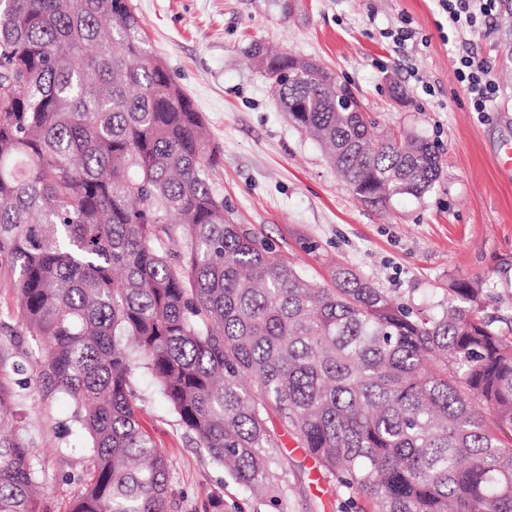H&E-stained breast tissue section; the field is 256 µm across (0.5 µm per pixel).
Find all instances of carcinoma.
Here are the masks:
<instances>
[{
	"instance_id": "obj_1",
	"label": "carcinoma",
	"mask_w": 512,
	"mask_h": 512,
	"mask_svg": "<svg viewBox=\"0 0 512 512\" xmlns=\"http://www.w3.org/2000/svg\"><path fill=\"white\" fill-rule=\"evenodd\" d=\"M283 109L359 198L421 196L439 148L373 138L329 70L250 48ZM130 0H0V273L88 439L69 512H174L131 378L148 369L197 446L278 503L296 436L346 509L512 512V322L457 283L435 315L344 264L309 280L235 221L220 153ZM166 238L161 252L153 242ZM0 390V512H49L40 453Z\"/></svg>"
}]
</instances>
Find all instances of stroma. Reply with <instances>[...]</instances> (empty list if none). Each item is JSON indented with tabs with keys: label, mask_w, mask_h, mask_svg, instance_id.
<instances>
[{
	"label": "stroma",
	"mask_w": 512,
	"mask_h": 512,
	"mask_svg": "<svg viewBox=\"0 0 512 512\" xmlns=\"http://www.w3.org/2000/svg\"><path fill=\"white\" fill-rule=\"evenodd\" d=\"M131 0L153 51L201 112L220 153L215 191L237 223L255 231L308 279L324 283L344 263L414 310H438L456 283H480L485 310L507 316L512 302V172L500 165L512 143V57L500 14L476 32L444 34L435 0ZM413 40L396 44L404 26ZM262 42L331 70L377 121L437 144L443 172L434 188L384 206L361 202L321 147L281 112L270 82L247 55ZM490 69L499 91L489 111H472L453 59L460 43ZM38 353L6 277H0V383L17 399L13 426L38 448L53 512L81 488L88 450L77 445L67 396L42 398L32 381ZM141 422L170 458L176 512H341L317 480L315 461L283 437L288 468L280 500L245 492L181 427L143 368L132 376Z\"/></svg>",
	"instance_id": "1"
}]
</instances>
